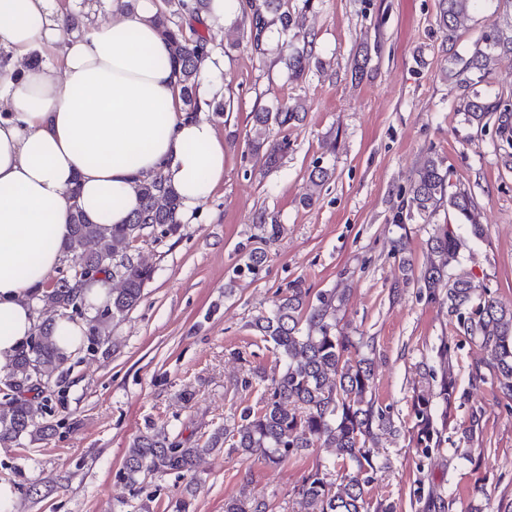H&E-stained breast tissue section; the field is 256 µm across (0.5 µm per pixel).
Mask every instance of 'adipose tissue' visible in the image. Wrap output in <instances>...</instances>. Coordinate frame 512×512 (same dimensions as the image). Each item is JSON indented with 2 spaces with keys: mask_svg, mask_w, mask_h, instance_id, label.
Masks as SVG:
<instances>
[{
  "mask_svg": "<svg viewBox=\"0 0 512 512\" xmlns=\"http://www.w3.org/2000/svg\"><path fill=\"white\" fill-rule=\"evenodd\" d=\"M126 2L69 35L57 0H0V368L34 331L72 205L94 223H126L137 183L159 172L184 224L224 181V142L182 105L156 0Z\"/></svg>",
  "mask_w": 512,
  "mask_h": 512,
  "instance_id": "ef3b65f1",
  "label": "adipose tissue"
}]
</instances>
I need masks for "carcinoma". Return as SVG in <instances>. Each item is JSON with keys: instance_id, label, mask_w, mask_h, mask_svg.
Instances as JSON below:
<instances>
[{"instance_id": "obj_1", "label": "carcinoma", "mask_w": 512, "mask_h": 512, "mask_svg": "<svg viewBox=\"0 0 512 512\" xmlns=\"http://www.w3.org/2000/svg\"><path fill=\"white\" fill-rule=\"evenodd\" d=\"M167 10L160 11L154 24L170 46V59L181 74V94L187 111L198 113L200 103L196 87L202 62L212 53L208 37L193 32L186 35L183 26L173 21L178 16L200 21L207 0H165ZM483 0H439V24L448 32V41L476 11ZM284 0H246L243 18L249 23V40L254 50L263 51L266 34L278 25L286 33L294 25L292 15L283 10ZM303 46H293L288 54L290 77L298 81L309 67L311 41L302 36ZM504 61H512V35L506 36L492 26L481 43L467 57L450 59L448 77L462 88L460 111L468 125L485 129L497 117L496 133L502 144V161L512 169V94L490 99L476 86ZM299 104L280 105L254 113L255 147L264 145L269 127L286 129L302 121ZM288 138L272 144L268 166L279 164L288 151ZM331 171L318 164L308 175L309 187L317 190L331 179ZM448 169L444 160L429 154L416 169L410 185L407 217L427 218L448 205L459 219L470 224L471 234L479 238L481 225L474 218L475 203L465 191L447 192ZM141 208L127 224L110 227L90 222L81 208L71 207L72 231L65 243L66 255L78 262L75 275L112 280V303L86 317L87 347L97 352L111 339L113 322L124 317L140 302L153 270L132 254L134 243L146 234L174 235L179 225L174 214L180 207L175 191L156 173L137 184ZM438 261L421 272L420 287L429 294L443 289V303L460 330L490 357L494 379L501 392L512 398V304L500 301L485 288L478 290L470 277L454 271L461 243L445 228L429 240ZM62 275L37 297L39 322L27 347L12 362L3 385L8 393L0 400V447L12 448L26 440L42 441L53 435L49 421L48 392L60 382L68 356L57 348L52 334L53 321L71 311L84 314L85 303ZM345 294L320 292L311 297L308 289L293 282L288 292L275 302L268 313L256 316L252 327L261 340L270 344L282 363L278 377L264 386L256 405H246L239 416L214 428L201 445L186 447L163 428H148L136 436L126 453L123 474L134 484L142 474H184L197 461L228 447L245 457L258 455L278 465L307 448L321 445L334 449L328 463L316 467L302 481L297 494L307 512H394L393 506H371L365 497V485L375 464L367 444L395 432L389 414L377 408L372 398L373 372L370 363L358 357L362 339L337 331V312ZM416 445L427 458L439 449L441 432L434 424L427 393L421 392L413 403ZM269 505L254 499H230L224 512H268Z\"/></svg>"}]
</instances>
